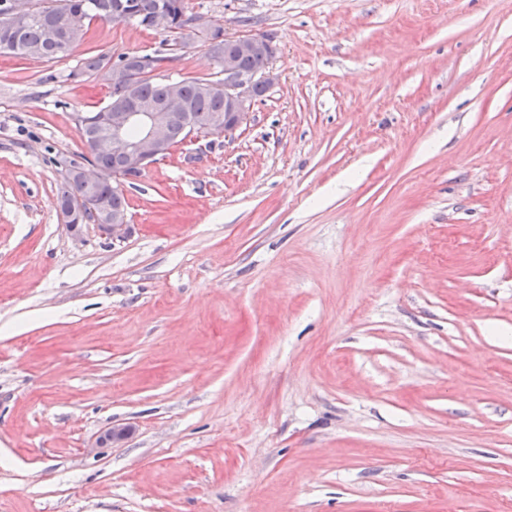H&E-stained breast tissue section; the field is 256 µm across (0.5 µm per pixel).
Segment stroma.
<instances>
[{"instance_id": "35a3bbf8", "label": "stroma", "mask_w": 512, "mask_h": 512, "mask_svg": "<svg viewBox=\"0 0 512 512\" xmlns=\"http://www.w3.org/2000/svg\"><path fill=\"white\" fill-rule=\"evenodd\" d=\"M187 4L276 79L120 240L57 215L110 95L72 72L206 45L0 54V512H512V0ZM111 62V57L105 53H96L90 57L84 58L82 67L79 68L78 72H73V76H87L100 78L107 82L108 71L107 66ZM109 81V80H108Z\"/></svg>"}]
</instances>
